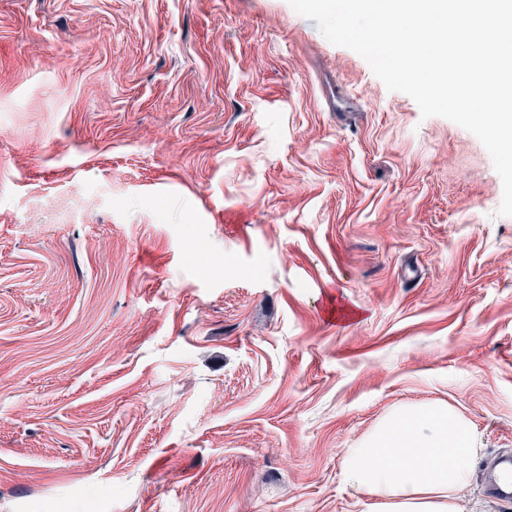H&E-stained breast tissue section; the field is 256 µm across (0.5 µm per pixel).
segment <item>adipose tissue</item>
Segmentation results:
<instances>
[{
    "instance_id": "obj_1",
    "label": "adipose tissue",
    "mask_w": 512,
    "mask_h": 512,
    "mask_svg": "<svg viewBox=\"0 0 512 512\" xmlns=\"http://www.w3.org/2000/svg\"><path fill=\"white\" fill-rule=\"evenodd\" d=\"M479 452L473 424L454 407L401 405L345 449L342 476L362 512H463Z\"/></svg>"
}]
</instances>
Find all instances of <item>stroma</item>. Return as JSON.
I'll use <instances>...</instances> for the list:
<instances>
[{"label":"stroma","instance_id":"35a3bbf8","mask_svg":"<svg viewBox=\"0 0 512 512\" xmlns=\"http://www.w3.org/2000/svg\"><path fill=\"white\" fill-rule=\"evenodd\" d=\"M502 195L289 0H0V512H361L343 450L439 400L502 512Z\"/></svg>","mask_w":512,"mask_h":512}]
</instances>
